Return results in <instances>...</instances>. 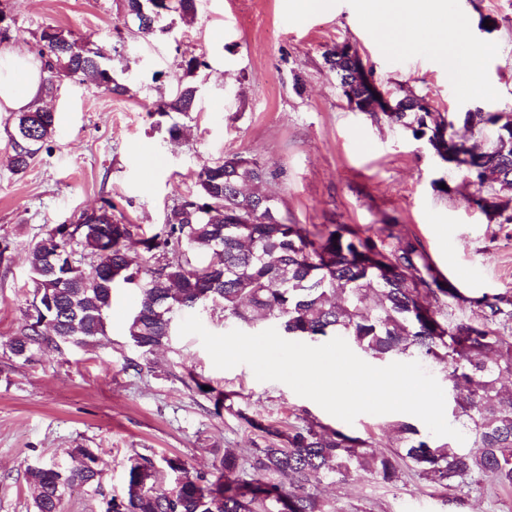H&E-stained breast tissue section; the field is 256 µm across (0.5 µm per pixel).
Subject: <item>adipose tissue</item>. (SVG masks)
<instances>
[{
	"label": "adipose tissue",
	"mask_w": 512,
	"mask_h": 512,
	"mask_svg": "<svg viewBox=\"0 0 512 512\" xmlns=\"http://www.w3.org/2000/svg\"><path fill=\"white\" fill-rule=\"evenodd\" d=\"M359 5L391 47L412 45L421 22L430 16L437 18L435 40L448 60L449 76L461 78L464 95H487V88L464 77L462 60H478L487 51L484 44L471 40L466 16L448 13L441 0H360ZM43 76L41 63L26 52L0 56V112L26 109L38 97Z\"/></svg>",
	"instance_id": "adipose-tissue-1"
}]
</instances>
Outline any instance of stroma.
Returning <instances> with one entry per match:
<instances>
[{"label":"stroma","instance_id":"obj_1","mask_svg":"<svg viewBox=\"0 0 512 512\" xmlns=\"http://www.w3.org/2000/svg\"><path fill=\"white\" fill-rule=\"evenodd\" d=\"M357 0H331L321 13L297 0H200L196 15H173L167 33L143 38L123 26L122 0H0L11 19L6 52L33 51L43 28L57 26L102 47L130 92L115 96L67 78L44 105L59 122L46 150L16 174L8 165L14 115L0 113V346L31 311L26 249L56 224H68L111 198L114 214L159 231L170 208L195 188L201 167L227 153L259 159L275 173L262 188L293 224H346L392 248L416 240L434 273L461 295L451 322L476 323L479 299L512 307V221L484 213L464 169H448L426 140L383 115L349 105L324 53L355 51L376 85L398 99H425L448 115L470 109L512 115V0H448L467 16L487 53L471 73L491 95L468 97L422 32L409 48L387 47ZM204 56L193 77L198 102L189 114L152 115L154 103L182 75V53ZM184 127L170 139V122ZM133 289L112 294L107 334L86 347L62 346L24 361L0 349V512H34L27 469L70 464L75 448L92 449L99 488L66 491L61 512H104L121 496L129 460L180 458L189 473L211 471L224 453L264 444L295 418L397 449L405 413L362 414L345 423L276 381H258L244 364L214 367L197 336L172 333L151 354L136 350L128 323ZM208 385L227 393L215 408ZM335 512H512V489L494 479L447 491L416 475L384 484L363 476L326 480Z\"/></svg>","mask_w":512,"mask_h":512}]
</instances>
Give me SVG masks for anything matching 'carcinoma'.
Segmentation results:
<instances>
[{
  "label": "carcinoma",
  "instance_id": "carcinoma-1",
  "mask_svg": "<svg viewBox=\"0 0 512 512\" xmlns=\"http://www.w3.org/2000/svg\"><path fill=\"white\" fill-rule=\"evenodd\" d=\"M154 7L155 0H124V22L137 34L152 35L158 25ZM166 9L190 19L197 0H168ZM37 55L46 96L62 76L80 77L117 96L130 92L105 54L70 31L44 28ZM324 61L338 82L351 77L336 50L325 53ZM180 67L175 90L157 103L161 115L195 108L198 92L190 77L207 62L184 55ZM383 116L417 137L428 136L439 152L448 149V130L456 120L452 115L435 123L431 113L412 104ZM471 123L497 131L493 147L471 154L473 183L512 190V126L495 112H475ZM56 125V113L38 103L15 113L9 157L15 172L27 170ZM270 176L256 158L224 155L201 168L195 191L173 205L162 230L148 238L137 225L115 218L107 197L77 224L47 229L28 245L31 307L38 316L7 341L10 354L26 359L106 335L112 291L120 286L136 291L128 335L143 353L169 341L175 311L219 303L224 319L240 324L271 322L288 336L310 341L339 336L377 360L418 356L444 365L471 450L433 444L406 423L398 425L401 445L390 454L322 425H295L288 446L249 448L241 458L226 453L208 476L189 475L179 458L164 459L170 471L181 474L172 489L160 486V470L151 459L132 458L123 496L110 499L112 512H331L320 494L325 480L365 473L393 483L404 466L446 489L484 476L512 488V391L499 388L503 379H512V309L490 304L477 323L448 322L440 306L451 307L458 294L434 275L417 242L407 239L388 250L344 224H290L274 199L246 191ZM137 246L162 263L152 268L136 262L131 251ZM206 253L219 260L192 262L191 256ZM71 457L75 463L66 467L27 469L34 512H60L66 490L100 484L93 450L75 448ZM242 459L249 465L247 479L237 477Z\"/></svg>",
  "mask_w": 512,
  "mask_h": 512
}]
</instances>
